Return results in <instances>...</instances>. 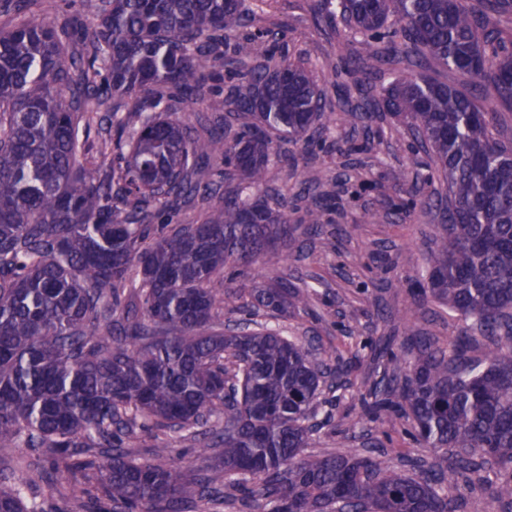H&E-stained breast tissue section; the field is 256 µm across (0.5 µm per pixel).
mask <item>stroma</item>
I'll list each match as a JSON object with an SVG mask.
<instances>
[{"instance_id":"35a3bbf8","label":"stroma","mask_w":512,"mask_h":512,"mask_svg":"<svg viewBox=\"0 0 512 512\" xmlns=\"http://www.w3.org/2000/svg\"><path fill=\"white\" fill-rule=\"evenodd\" d=\"M315 2L246 0L259 49L269 51L273 60L284 58L310 71L325 95L327 113L308 132L307 144L289 147L286 160L268 166L263 189L285 198L295 230L249 266L248 284L260 286L283 275L308 290L309 307L289 309L284 317L261 311L255 319L280 328L308 347L314 361L345 374L340 385L324 389L319 397L307 454L382 449L395 468L406 472L410 459L432 464L445 458L446 451L413 443L393 412L364 414L369 389L388 368L387 351L410 356L420 336L445 349L465 333L471 338L470 356L481 358L487 342L474 321L448 307L430 299L418 307L410 302V290L425 276L441 233V215L424 203L408 213L393 203L414 181L421 183L424 198L446 192L443 181L423 180L432 164L429 152L385 113H376L366 124L342 120L344 107L377 100L381 86L410 74L411 66L397 65L377 78L350 73L358 41L343 19L330 24L322 20L313 9ZM101 5V0H34L23 10L1 12L0 27L31 19L58 24L73 16L90 31ZM209 85L204 102L174 109L178 120L196 128L204 118L227 111L234 82L223 64L215 65ZM323 191L329 194L319 209L324 229L313 237L306 231L310 195ZM30 457L23 448L9 463L26 495L45 500L57 512H82L69 498L77 477L62 472L42 479L28 468Z\"/></svg>"}]
</instances>
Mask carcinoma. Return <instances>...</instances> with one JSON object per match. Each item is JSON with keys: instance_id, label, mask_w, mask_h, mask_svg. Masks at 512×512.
<instances>
[{"instance_id": "1", "label": "carcinoma", "mask_w": 512, "mask_h": 512, "mask_svg": "<svg viewBox=\"0 0 512 512\" xmlns=\"http://www.w3.org/2000/svg\"><path fill=\"white\" fill-rule=\"evenodd\" d=\"M362 52L354 70L387 61L402 34L428 55L512 101V35L465 0H339ZM244 0H104L91 49L65 56L81 25L34 20L0 28V459L28 448L45 474L83 473L76 500L105 512H180L220 502L224 487L263 483L258 512H458L456 475L494 471L490 502L512 512V149L495 138L497 113L467 90L421 73L382 88L378 108L419 137L448 185L446 236L414 303L430 297L476 320L493 348L466 358L417 346L402 383L376 387L369 411L393 409L413 438L456 450L422 475L355 451L305 456L315 401L341 372L315 364L296 341L264 326L220 331L221 308L286 314L309 296L281 277L233 284L293 232L266 194L224 198L200 224L160 225L154 205L214 191L209 160L258 188L284 142L298 144L324 115L302 66L259 62L246 35L224 61L237 79L229 136L199 139L153 108L183 103L224 57V33L248 29ZM116 97L125 114L88 109ZM129 155L88 170L85 135ZM170 431L223 447L201 475L173 465ZM155 439L141 457L142 434ZM0 512H50L0 470Z\"/></svg>"}]
</instances>
